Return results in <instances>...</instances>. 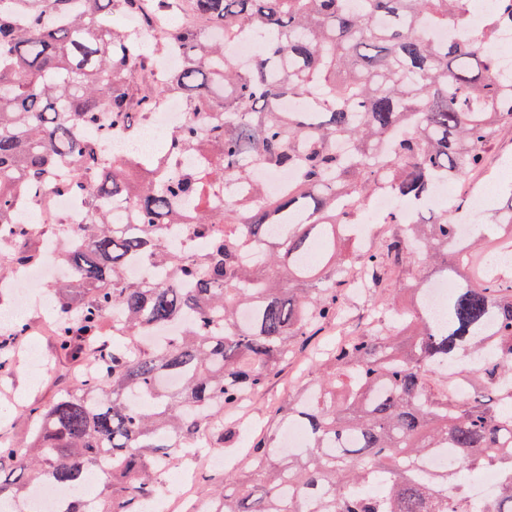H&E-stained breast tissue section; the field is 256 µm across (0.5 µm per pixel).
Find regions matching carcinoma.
I'll return each mask as SVG.
<instances>
[{
	"label": "carcinoma",
	"mask_w": 512,
	"mask_h": 512,
	"mask_svg": "<svg viewBox=\"0 0 512 512\" xmlns=\"http://www.w3.org/2000/svg\"><path fill=\"white\" fill-rule=\"evenodd\" d=\"M351 2L0 0V276L42 256L15 189L81 167L92 222L68 228L73 277L49 287L51 336L63 357L93 368L28 407L27 445H0V502L48 484L72 491L63 512H84L87 471L110 459L121 487L97 512H142L155 473L236 444L237 428L211 416L239 409L336 320L347 262L375 270L382 287L388 268L419 257L456 275L441 307L420 282L394 325L316 359L318 380L276 409L249 465L224 475L219 512H464L461 476L489 468L501 482L486 512H512V271L492 262L512 245V202L490 213L489 241L459 240L457 214L470 211L461 198L365 255L339 247L374 194L415 212L438 182L486 169L512 124V67L487 48L512 33V0H494L479 32L469 0ZM180 9L197 22L171 32L182 60L141 90L157 58L112 15L150 23ZM433 27L453 35L437 41ZM243 37L258 42L246 63L235 52ZM171 91L186 119L167 137V162L139 159L137 183L102 142ZM201 148L216 152L211 166H180ZM257 169L295 178L269 198L252 182ZM220 186L224 198L206 200ZM119 205L135 223L114 221ZM180 210L194 211L187 232L200 246L189 256L164 237ZM134 260L161 276L128 279ZM109 316L110 340L100 331ZM467 359L483 360L482 382L508 399L492 403L475 385L461 402L448 397L444 370ZM293 428L297 454L283 446ZM440 451L454 471L424 476Z\"/></svg>",
	"instance_id": "1"
}]
</instances>
